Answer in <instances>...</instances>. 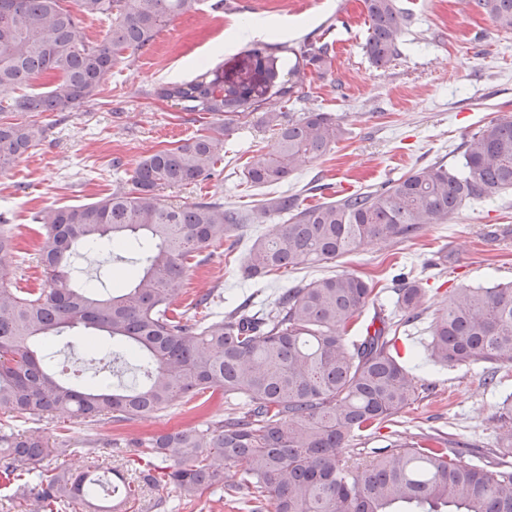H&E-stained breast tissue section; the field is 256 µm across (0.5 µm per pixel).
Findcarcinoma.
<instances>
[{
    "label": "carcinoma",
    "instance_id": "carcinoma-1",
    "mask_svg": "<svg viewBox=\"0 0 512 512\" xmlns=\"http://www.w3.org/2000/svg\"><path fill=\"white\" fill-rule=\"evenodd\" d=\"M201 0H0V87L24 86L45 74V92L0 99V115L70 112L94 100L112 68L152 43L176 17L196 12ZM365 52L380 69L399 56L410 25L398 0H364ZM495 27L512 32V0H475ZM110 20L107 39H87L86 18ZM292 79L280 80L279 59L255 44L245 61L264 78L251 97L224 86V70L171 83L158 97L185 112L224 117L207 134L144 156L132 188L97 202L52 209L37 217L45 231L37 255L42 287L9 288L0 265V415L9 418L62 412L89 423L131 422L164 411L178 398L220 393L240 400L226 417L204 428L185 427L128 442L138 458L166 463L145 484L170 485L190 501L205 487L224 486L227 502L250 512H512V472L460 460V443L426 436L395 441L367 464L351 466L339 455L355 432L379 429L417 398L418 387L393 353L396 331L419 317L425 289L416 282L393 290L401 318L379 314V327L357 325L373 289L353 273L297 284L271 304L244 300L224 317L202 323L179 308L180 286L198 257L232 237L242 224L281 221L252 244L242 277L257 278L302 264L328 262L367 246L409 239L426 224H443L472 202L512 189V118L492 121L466 138L460 169L441 162L421 167L376 189L303 206L295 194L265 200L248 217L219 200L171 205L161 191L196 183L224 160V138L235 122L255 112L276 127L272 149L254 157L245 178L256 186L288 180L302 158H318L345 136L328 112L285 119L288 102L312 68L331 66L328 46L306 43L294 52ZM35 121L0 120V171L45 138ZM104 248L127 267L126 281L108 290L80 281L71 257ZM103 332L93 361L132 365L139 380L113 385L99 375L70 383L49 369L42 347L65 330ZM435 364H512V283L459 288L438 310L424 346ZM246 465L237 482L225 473ZM36 479L18 483V469ZM120 476L107 462L75 473L53 461L38 428H0V499L20 512H61L83 500L87 512H122L137 487L123 483L119 504L100 498V476Z\"/></svg>",
    "mask_w": 512,
    "mask_h": 512
}]
</instances>
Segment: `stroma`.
Segmentation results:
<instances>
[{"mask_svg":"<svg viewBox=\"0 0 512 512\" xmlns=\"http://www.w3.org/2000/svg\"><path fill=\"white\" fill-rule=\"evenodd\" d=\"M214 2L202 0L197 12L177 17L149 47L117 64L95 100L71 112L39 115L46 139L0 172V218L15 244L1 261L17 286L34 288L40 282L33 257L42 227L33 222L34 213L89 204L115 188L130 187L142 157L176 147L212 123L209 115L191 120L156 91L191 80L204 59L228 73L238 69L251 39L237 30L253 22L282 24L276 53L287 68L303 43L329 44V71L322 77L308 72L285 113L292 118L308 110L331 113L346 134L325 155L300 162L287 182L257 187L246 182L243 172L253 156L271 150L275 131L253 114L225 138L224 159L213 176L164 189L166 201L219 199L247 213L285 192L298 194L306 205L335 200L434 162L455 165L468 135L490 121L512 117V34L499 31L473 0H399L411 24L401 37L399 57L385 69L373 66L364 50V0H249L241 12L215 8ZM501 224L512 226L511 192L465 205L446 223L427 225L412 239L249 281L243 280L240 267L253 241L271 226L246 224L234 248L221 243L204 252L178 301L185 305L217 291L219 300L196 310L197 320L210 322L247 296L271 301L297 283L345 271L360 276L379 296L361 312L368 319L393 312V290L403 273L424 288L428 305L407 328L403 345L409 350L429 340L435 310L448 304L455 289L512 281V239H494ZM83 336L78 329L66 331L53 349L51 363L65 376L75 378L89 368ZM412 373L420 388L414 403L385 427L351 437L340 451L342 459L369 458L373 449L397 438L409 442L440 434L469 443L464 463L493 470L512 467V450L502 446L512 432L498 419L503 400L512 395V368L422 363ZM204 418L189 417L180 398L166 411L120 426L59 413L16 420L12 426L20 431L36 426L50 437L64 430L70 440L64 463L85 471L99 455L129 457L124 442L140 433L200 424ZM221 495L212 486L189 503L173 487L146 486L127 512H156L160 498L166 512H234Z\"/></svg>","mask_w":512,"mask_h":512,"instance_id":"1","label":"stroma"}]
</instances>
